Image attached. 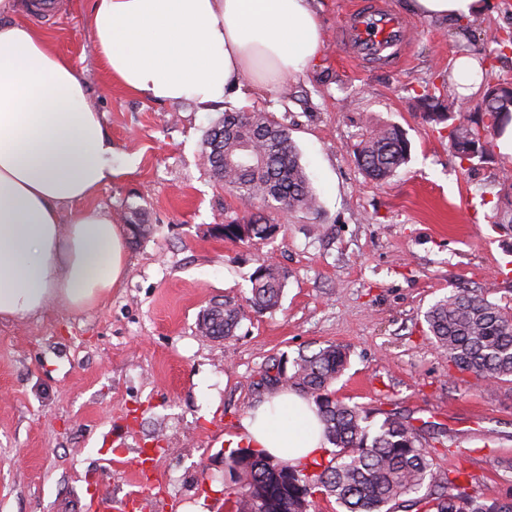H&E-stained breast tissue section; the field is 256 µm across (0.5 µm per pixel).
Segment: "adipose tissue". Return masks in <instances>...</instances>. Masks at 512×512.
Returning a JSON list of instances; mask_svg holds the SVG:
<instances>
[{"label":"adipose tissue","instance_id":"obj_1","mask_svg":"<svg viewBox=\"0 0 512 512\" xmlns=\"http://www.w3.org/2000/svg\"><path fill=\"white\" fill-rule=\"evenodd\" d=\"M313 0H94L91 26L112 80L149 99L200 105L264 92L315 65ZM489 0H404L409 13L474 21ZM0 0V321L50 302L81 311L124 278L128 249L109 213L81 201L116 173L112 140L71 61ZM254 448L292 462L328 443L314 405L274 391L242 421Z\"/></svg>","mask_w":512,"mask_h":512}]
</instances>
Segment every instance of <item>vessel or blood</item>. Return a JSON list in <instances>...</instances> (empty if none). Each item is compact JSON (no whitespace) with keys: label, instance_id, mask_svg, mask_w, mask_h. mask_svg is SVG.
<instances>
[{"label":"vessel or blood","instance_id":"1","mask_svg":"<svg viewBox=\"0 0 512 512\" xmlns=\"http://www.w3.org/2000/svg\"><path fill=\"white\" fill-rule=\"evenodd\" d=\"M410 24L381 6L379 0H362L343 26L341 39L357 56L373 59L403 44Z\"/></svg>","mask_w":512,"mask_h":512}]
</instances>
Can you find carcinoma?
Masks as SVG:
<instances>
[{
    "mask_svg": "<svg viewBox=\"0 0 512 512\" xmlns=\"http://www.w3.org/2000/svg\"><path fill=\"white\" fill-rule=\"evenodd\" d=\"M489 104L470 119H458L449 134L450 148L460 161L483 160L493 137L512 120V90L486 89ZM420 102L427 120L455 119V95L429 89ZM212 174L243 204L269 205L288 215L316 212L319 201L288 127L268 112H226L205 135ZM263 161L250 170L234 163L245 146ZM410 159L406 133L394 124L378 127L362 139L356 161L364 173L382 182ZM280 225L256 214L243 223L224 225V237L248 242L265 239ZM288 272L266 259L251 275L250 308L263 313L281 302ZM244 307L227 297L212 305L199 324L207 336L229 338L245 318ZM429 334L458 372L486 381L512 379V308L483 293L453 288L424 314ZM347 366L346 352L333 345L300 352L291 370L265 367L262 383L270 388L298 389L315 404L324 436L335 446L328 460L290 462L248 445L224 456V501L229 512H310L318 496L332 498L342 512H512V501L491 490L474 489L472 475L461 468L446 474L433 462L421 440V428L396 412L386 414L377 428L369 411L336 398L333 384Z\"/></svg>",
    "mask_w": 512,
    "mask_h": 512,
    "instance_id": "1",
    "label": "carcinoma"
}]
</instances>
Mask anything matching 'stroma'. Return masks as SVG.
<instances>
[{
    "label": "stroma",
    "instance_id": "obj_1",
    "mask_svg": "<svg viewBox=\"0 0 512 512\" xmlns=\"http://www.w3.org/2000/svg\"><path fill=\"white\" fill-rule=\"evenodd\" d=\"M61 13L32 16L84 78L115 149L117 175L87 200L120 226L150 225L128 242V273L98 307L54 304L23 322H0V512H88L90 501L140 493L169 512L203 499L227 512L224 455L247 436L248 411L269 393L259 370L329 344L350 351L337 398L397 412L444 430L436 448L448 472L453 448H468L477 484L512 497V380L450 377L425 334L424 312L465 286L512 302V232L492 222L511 191L512 156L492 148L463 163L449 127L426 120L424 89L452 79L461 54L489 59L491 83H512V51L492 33L512 31V0H493L465 25L410 15L409 51L399 65L364 64L340 42L356 0H314L323 24L317 64L280 88L232 97L211 109L158 102L112 81L98 55L92 0H62ZM265 111L297 145L318 213L296 212L280 231L247 244L213 232L245 208L217 181L204 138L225 110ZM400 126L410 161L384 182L365 176L354 151L370 131ZM288 271L282 305L250 315L234 336L201 335L214 302L246 300L263 259ZM144 485L130 470L141 454Z\"/></svg>",
    "mask_w": 512,
    "mask_h": 512
}]
</instances>
